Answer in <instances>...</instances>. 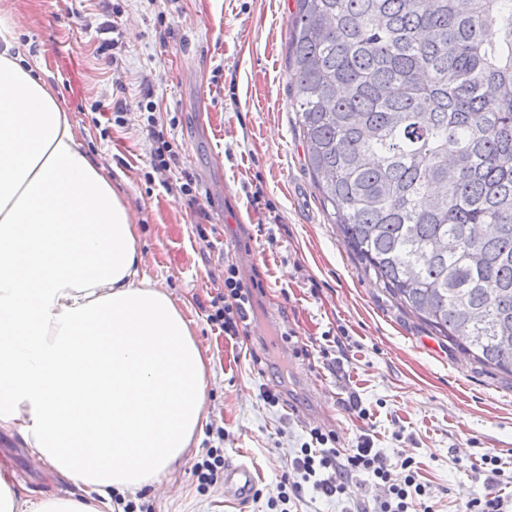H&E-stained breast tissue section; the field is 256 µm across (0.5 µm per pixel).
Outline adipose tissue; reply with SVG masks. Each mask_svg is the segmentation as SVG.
Wrapping results in <instances>:
<instances>
[{
  "label": "adipose tissue",
  "instance_id": "adipose-tissue-1",
  "mask_svg": "<svg viewBox=\"0 0 512 512\" xmlns=\"http://www.w3.org/2000/svg\"><path fill=\"white\" fill-rule=\"evenodd\" d=\"M27 54L0 41V431L84 498L16 495L0 469V512H112L198 448L213 370Z\"/></svg>",
  "mask_w": 512,
  "mask_h": 512
}]
</instances>
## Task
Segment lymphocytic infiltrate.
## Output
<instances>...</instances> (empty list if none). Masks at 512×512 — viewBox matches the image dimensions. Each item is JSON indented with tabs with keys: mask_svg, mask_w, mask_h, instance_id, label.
<instances>
[{
	"mask_svg": "<svg viewBox=\"0 0 512 512\" xmlns=\"http://www.w3.org/2000/svg\"><path fill=\"white\" fill-rule=\"evenodd\" d=\"M253 309L252 293L245 288L235 265L224 268V292L218 295L212 321L218 323L225 335H238L245 327ZM311 440L303 444L292 462L290 473L284 474L281 485L292 496H300L304 485L325 496L348 493L358 477L365 476L380 482L384 496L373 504L357 507L355 512H409L417 505L420 512H434L425 485L420 481L413 457L401 459L397 471H390L384 458L376 451L369 437H362L356 447L341 451L332 448L334 433L314 428Z\"/></svg>",
	"mask_w": 512,
	"mask_h": 512,
	"instance_id": "obj_1",
	"label": "lymphocytic infiltrate"
}]
</instances>
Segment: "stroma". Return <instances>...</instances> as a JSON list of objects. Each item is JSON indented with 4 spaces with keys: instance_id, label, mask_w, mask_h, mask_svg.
Wrapping results in <instances>:
<instances>
[{
    "instance_id": "obj_1",
    "label": "stroma",
    "mask_w": 512,
    "mask_h": 512,
    "mask_svg": "<svg viewBox=\"0 0 512 512\" xmlns=\"http://www.w3.org/2000/svg\"><path fill=\"white\" fill-rule=\"evenodd\" d=\"M295 0H0L30 60L64 101L84 149L110 158L140 222L145 271L166 284L191 320L214 377L201 448L257 471L256 493L201 487L185 457L160 492L136 503L153 512H272L284 473L314 428L340 449L368 436L397 463L420 461L436 512H462L470 492L493 489L479 467L499 456L512 476V376L487 368L408 315L366 274L330 224L306 166L287 72ZM117 25L101 49V26ZM77 63L82 86L65 76ZM150 92L193 196L166 190L151 167ZM122 103V124L95 102ZM260 198H253L255 187ZM261 256L254 265L243 254ZM239 266L253 309L240 335L212 323L224 267ZM281 338L280 348L269 347ZM280 400L269 405L262 388ZM0 462L24 489L81 498L53 483L18 437L0 432Z\"/></svg>"
}]
</instances>
